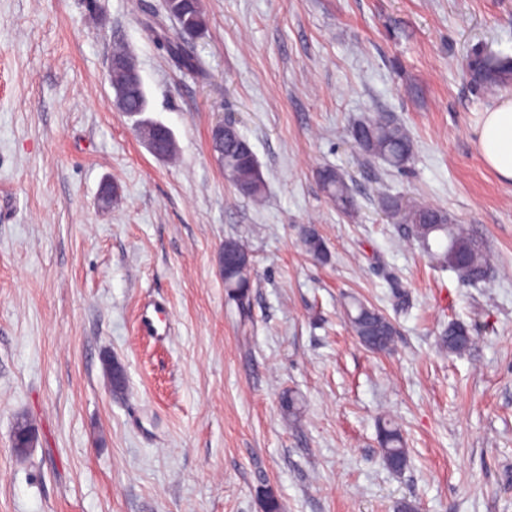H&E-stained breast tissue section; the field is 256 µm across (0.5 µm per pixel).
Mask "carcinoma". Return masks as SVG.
Masks as SVG:
<instances>
[{
    "mask_svg": "<svg viewBox=\"0 0 512 512\" xmlns=\"http://www.w3.org/2000/svg\"><path fill=\"white\" fill-rule=\"evenodd\" d=\"M164 7L177 22V30L169 33L157 21L146 23V28L152 36L165 43L168 55L177 65L187 70L200 69L199 59L186 46L201 38L207 30L202 0H165ZM114 57L118 63L109 68L110 83L122 92V98L115 101L116 107L130 117L146 112L148 100L143 81L131 82V78L138 74L134 58L124 51L115 53ZM469 75L473 84L487 89L512 85V55L505 50L477 52L470 59ZM352 132L356 145L364 154L393 169H405L415 157L413 138L403 125L385 115L377 114L356 121ZM244 141L246 138L234 128L224 134V141L214 150L219 152L224 175L235 189L245 197L259 200L265 193V182L256 156L239 153V145ZM319 176L340 213L350 216L358 210L359 203L341 174L325 168ZM381 205L403 226L405 234L421 245L433 264L455 271L463 262L472 283L488 277L492 259L487 248L468 227L452 223L446 211L396 196L382 197ZM301 242L305 251L314 258L322 260L326 257L323 241L315 228H306ZM224 287L239 295L245 294L250 288L248 267L226 274ZM346 315L356 335L376 339L377 351L386 352L392 348L396 330L382 312L354 298L346 304ZM473 344L474 336L470 329L460 323L448 325L439 338L440 349L448 355H463ZM302 407L301 398L293 392L281 397V408L290 417L299 416ZM379 433L386 467L394 473L405 471L410 458L399 428L382 418Z\"/></svg>",
    "mask_w": 512,
    "mask_h": 512,
    "instance_id": "cac0c4a2",
    "label": "carcinoma"
}]
</instances>
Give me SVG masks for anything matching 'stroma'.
<instances>
[{"mask_svg":"<svg viewBox=\"0 0 512 512\" xmlns=\"http://www.w3.org/2000/svg\"><path fill=\"white\" fill-rule=\"evenodd\" d=\"M162 3L0 0V512H265L269 494L280 512H512V183L472 136L512 88L465 72L474 48L512 52V0H203L196 72L145 28ZM119 46L174 160L113 102ZM379 112L417 144L405 170L352 139ZM219 121L249 140L262 203L225 178ZM329 167L354 216L330 200ZM386 194L473 230L488 279L433 267L382 212ZM309 225L326 261L300 242ZM228 240L250 248L242 297L219 268ZM349 295L393 322V351L360 342ZM155 302L171 314L164 341L137 331ZM452 322L475 337L461 356L439 349ZM22 415L37 439L20 457ZM383 416L406 440L400 474L379 453ZM319 176L336 209L344 215H353L359 203L345 178L330 168L321 170Z\"/></svg>","mask_w":512,"mask_h":512,"instance_id":"obj_1","label":"stroma"}]
</instances>
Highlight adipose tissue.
<instances>
[{"label": "adipose tissue", "instance_id": "ef3b65f1", "mask_svg": "<svg viewBox=\"0 0 512 512\" xmlns=\"http://www.w3.org/2000/svg\"><path fill=\"white\" fill-rule=\"evenodd\" d=\"M482 161L502 179L512 180V99L484 112L473 128Z\"/></svg>", "mask_w": 512, "mask_h": 512}]
</instances>
